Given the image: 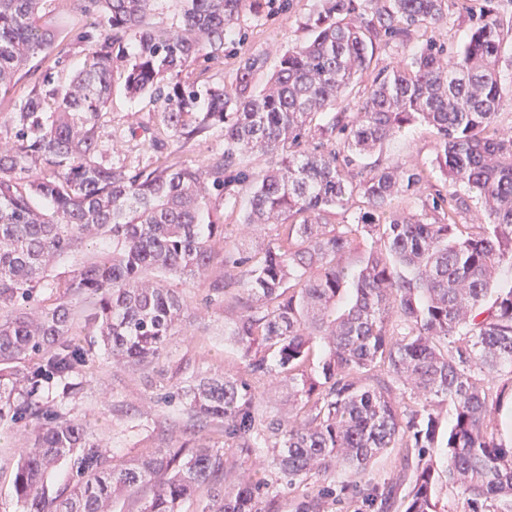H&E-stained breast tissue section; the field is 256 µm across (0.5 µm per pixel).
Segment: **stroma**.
Here are the masks:
<instances>
[{"label": "stroma", "mask_w": 512, "mask_h": 512, "mask_svg": "<svg viewBox=\"0 0 512 512\" xmlns=\"http://www.w3.org/2000/svg\"><path fill=\"white\" fill-rule=\"evenodd\" d=\"M315 5L316 0H269L263 13L244 10L223 63L191 67L183 72V79L202 89L228 86L235 79L240 57L260 54L267 59V71L257 77L256 84L264 86L267 72L274 70L280 55L306 39L297 20ZM44 8L59 22L61 33L51 55L29 59L7 95V104L0 105V146L12 144L17 131L12 108L24 101L36 77L50 68L61 81H68L83 60L85 45L80 34L88 19L77 9L75 0H44ZM161 110V105L149 97L129 99L122 79H115L112 97L98 121L103 162L127 167L153 163L157 153L143 140L141 130L154 126ZM435 144L433 129L418 124L385 143L374 157L384 165L428 166L435 157ZM183 292L188 305L186 321L154 369L115 365L100 350H93V367L84 379V388L67 403L73 418L94 427L102 449L114 463H129L182 441L179 405L162 400L163 393L176 383L217 373L243 378L248 375L236 349L224 340L225 324L235 321L241 308L225 306L219 299L208 300V281L204 278L184 284ZM25 443L20 431L0 426V512H22L13 492V480ZM244 467L267 480L270 492L278 499L279 512H298L299 495L280 484L270 453H257L244 461L235 449H225L227 481H234ZM400 470L399 456L388 452L374 459L358 482H351L349 475L343 474L326 479L321 485L312 484L310 490L322 492V512H377L366 503V495L372 488L396 481Z\"/></svg>", "instance_id": "1"}]
</instances>
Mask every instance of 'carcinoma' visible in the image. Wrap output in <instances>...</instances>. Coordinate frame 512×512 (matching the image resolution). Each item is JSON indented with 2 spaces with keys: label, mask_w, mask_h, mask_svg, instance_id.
Wrapping results in <instances>:
<instances>
[{
  "label": "carcinoma",
  "mask_w": 512,
  "mask_h": 512,
  "mask_svg": "<svg viewBox=\"0 0 512 512\" xmlns=\"http://www.w3.org/2000/svg\"><path fill=\"white\" fill-rule=\"evenodd\" d=\"M93 19L84 60L68 85L38 77L15 109L16 142L0 148V424L31 434L14 492L24 512H112L119 498L157 482L143 512H182L203 490L202 512H278L265 483L249 474L224 483L223 448L197 441L209 430L243 459L265 448L288 487L304 488L299 512H320L308 480L398 452L409 484L403 512H439L440 479L463 512H512V445L491 414L512 374V134L497 128L503 107V44L512 33L483 0L465 45L448 54L429 37L410 62L382 68L355 112L338 98L366 73L381 43L437 29L448 0H317L299 26L308 38L285 52L267 86L254 81L266 59H240L234 88L200 94L180 79L204 59L224 58L241 13L262 0H172L178 24L151 23L164 0H78ZM60 34L43 0H0V93L25 63L50 53ZM124 67L131 98L162 101L149 134L160 153L147 166L99 161L97 121ZM426 124L437 137L433 169L442 184L425 195L426 170L360 164L383 144ZM224 128V152L195 167L177 144ZM304 142L310 152L300 151ZM266 156L255 170L243 153ZM465 186L485 223L467 224ZM248 196L244 223L275 225L260 249L232 242L224 209ZM398 196L420 209L400 216ZM355 210L333 224L336 210ZM101 239L89 259L78 246ZM371 241L358 263V239ZM71 260L68 275L51 273ZM210 295L246 310L226 332L251 378L288 381L289 416L269 419L252 384L215 375L174 387L185 403L190 442L117 465L93 427L68 415L46 386L77 394L88 364L82 341L112 361L159 362L184 317L173 284L207 275ZM409 396V401L397 396ZM453 420L442 428L441 407ZM66 466L69 494L48 472ZM392 512L394 487L373 494Z\"/></svg>",
  "instance_id": "carcinoma-1"
}]
</instances>
